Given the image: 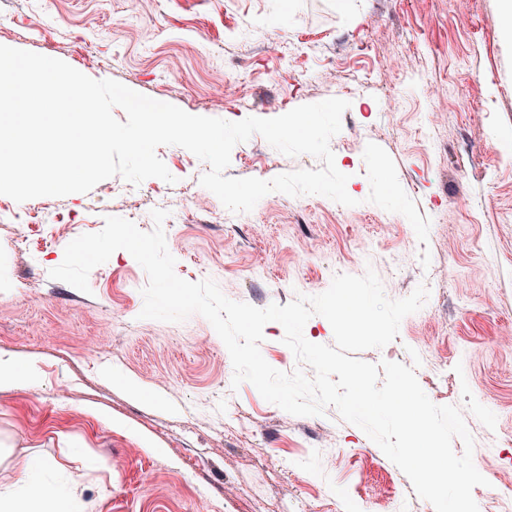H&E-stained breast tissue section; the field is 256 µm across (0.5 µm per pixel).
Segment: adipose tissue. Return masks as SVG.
Wrapping results in <instances>:
<instances>
[{"mask_svg":"<svg viewBox=\"0 0 512 512\" xmlns=\"http://www.w3.org/2000/svg\"><path fill=\"white\" fill-rule=\"evenodd\" d=\"M15 466L23 478L11 489L0 492V512H84L75 491L57 488L48 494L38 493L42 479L30 459L16 460Z\"/></svg>","mask_w":512,"mask_h":512,"instance_id":"obj_1","label":"adipose tissue"}]
</instances>
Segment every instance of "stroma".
I'll return each mask as SVG.
<instances>
[{
	"instance_id": "obj_1",
	"label": "stroma",
	"mask_w": 512,
	"mask_h": 512,
	"mask_svg": "<svg viewBox=\"0 0 512 512\" xmlns=\"http://www.w3.org/2000/svg\"><path fill=\"white\" fill-rule=\"evenodd\" d=\"M0 45L75 64L104 59L112 79L185 112L239 121L274 118L336 97L349 101L334 136L335 165L357 199L259 201L243 220H219L200 184L207 163L158 147L174 183L161 196L176 274L214 280L258 308L315 296L338 274L374 270L390 299L442 279L399 328L395 362L416 375L447 363L438 405L461 406L484 477L512 469V41L498 0H0ZM219 85L222 105L209 95ZM381 146L422 216L430 265L401 214L369 203L363 151ZM260 135L235 145L225 174L269 180L319 168ZM45 198L63 228L32 218L28 250L0 222V359L32 368V384L0 386V487L15 460L76 490L87 512H435L407 476L335 408L294 416L248 382L233 385L229 352L195 314L141 318L148 282L116 251L89 274L90 292L51 279L65 247L127 217L124 179ZM136 389H129L128 381Z\"/></svg>"
}]
</instances>
